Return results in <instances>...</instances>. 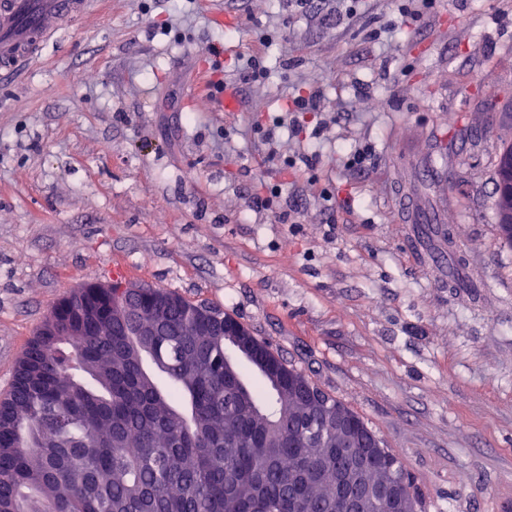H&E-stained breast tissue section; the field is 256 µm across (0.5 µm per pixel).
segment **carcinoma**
I'll use <instances>...</instances> for the list:
<instances>
[{"instance_id": "carcinoma-1", "label": "carcinoma", "mask_w": 512, "mask_h": 512, "mask_svg": "<svg viewBox=\"0 0 512 512\" xmlns=\"http://www.w3.org/2000/svg\"><path fill=\"white\" fill-rule=\"evenodd\" d=\"M511 171L512 134L495 181ZM495 210L497 224L512 225V197L496 195ZM164 297L175 300L170 318L132 355L142 337L113 309L143 317ZM88 303L99 322L77 334L36 333L0 398V512H336V467L364 458L321 447L328 430L288 388L224 378V310L199 325L192 312L204 303L114 280L75 289L48 321L73 319ZM243 388L261 412L288 419L282 447H259L263 432L237 403ZM399 476L398 464L369 473Z\"/></svg>"}]
</instances>
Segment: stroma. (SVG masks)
<instances>
[{
	"label": "stroma",
	"mask_w": 512,
	"mask_h": 512,
	"mask_svg": "<svg viewBox=\"0 0 512 512\" xmlns=\"http://www.w3.org/2000/svg\"><path fill=\"white\" fill-rule=\"evenodd\" d=\"M403 3L324 25L276 0H102L0 73V395L54 303L118 265L223 309L362 416L422 512H512V247L493 206L512 0H438L374 40ZM215 40L224 79L252 52L265 79L195 93ZM314 89L321 111L279 136L321 159L282 176L253 127ZM261 182L277 195L259 211ZM288 199L298 223L276 217Z\"/></svg>",
	"instance_id": "stroma-1"
}]
</instances>
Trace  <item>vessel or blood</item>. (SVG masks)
<instances>
[{
    "label": "vessel or blood",
    "instance_id": "1",
    "mask_svg": "<svg viewBox=\"0 0 512 512\" xmlns=\"http://www.w3.org/2000/svg\"><path fill=\"white\" fill-rule=\"evenodd\" d=\"M91 0H0V71L32 64L44 37Z\"/></svg>",
    "mask_w": 512,
    "mask_h": 512
}]
</instances>
